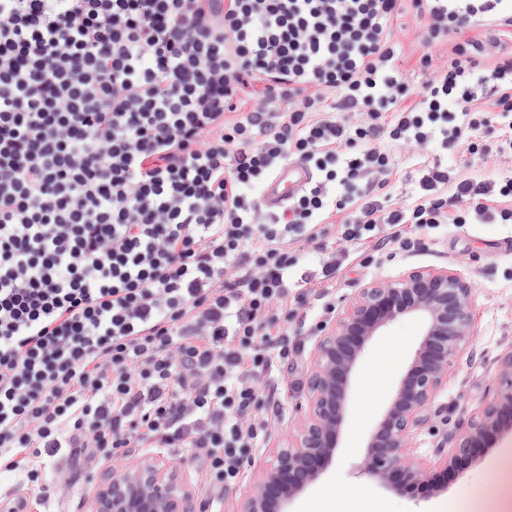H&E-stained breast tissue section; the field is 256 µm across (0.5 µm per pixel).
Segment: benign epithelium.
Segmentation results:
<instances>
[{
    "label": "benign epithelium",
    "mask_w": 512,
    "mask_h": 512,
    "mask_svg": "<svg viewBox=\"0 0 512 512\" xmlns=\"http://www.w3.org/2000/svg\"><path fill=\"white\" fill-rule=\"evenodd\" d=\"M472 285L454 270H417L370 282L347 310L323 328L313 350L307 409L294 440L273 450V461L241 512H286L289 500L331 461L358 363L376 333L401 316L422 321V339L365 455L364 471L404 493L425 481L427 467L409 452L412 433L429 421L430 405L463 350L472 327ZM512 423V353L503 360L482 413L458 425L456 458H474ZM201 505L162 458L131 460L103 480L92 512H199Z\"/></svg>",
    "instance_id": "7a95c632"
}]
</instances>
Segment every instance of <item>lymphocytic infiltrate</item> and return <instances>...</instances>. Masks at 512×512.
<instances>
[{
    "label": "lymphocytic infiltrate",
    "mask_w": 512,
    "mask_h": 512,
    "mask_svg": "<svg viewBox=\"0 0 512 512\" xmlns=\"http://www.w3.org/2000/svg\"><path fill=\"white\" fill-rule=\"evenodd\" d=\"M500 0H0V474L27 501L60 451L195 448L208 487L263 447V382L288 359L295 246L378 252L406 225L512 222V170L427 169L387 208L383 142L512 150V55L474 33ZM452 40L418 100L389 34ZM496 82L491 109L481 101ZM254 99L244 110V94ZM363 114L361 123L347 120ZM317 178L281 213L252 194L288 159ZM345 214L339 224L326 216Z\"/></svg>",
    "instance_id": "obj_1"
}]
</instances>
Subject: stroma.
<instances>
[{
  "label": "stroma",
  "mask_w": 512,
  "mask_h": 512,
  "mask_svg": "<svg viewBox=\"0 0 512 512\" xmlns=\"http://www.w3.org/2000/svg\"><path fill=\"white\" fill-rule=\"evenodd\" d=\"M426 24V16L409 10L394 20L390 32L401 48L398 64L403 80L416 91L448 65V43L427 44ZM424 53L432 57L427 70L417 65ZM387 149L395 164L390 179L391 202L395 205L410 203L418 195L423 169L428 165L447 170L453 182H490L512 168V156L493 150L473 159L462 149L447 151L435 145L417 151L391 143ZM411 235L418 241L416 248L386 250L371 262L357 257L352 246L339 239L306 248L295 280H320L323 262L330 254L335 255L340 269L328 288L310 297L299 314L288 320L292 350L273 383L285 401L284 410L270 416L265 446L260 452L250 453L245 478L222 493L221 512H238L271 464V449L292 441L303 416L301 407L306 403L314 344L325 325L336 319L367 283L387 281L413 270L442 268L461 273L471 283L473 327L466 354L451 364L430 406L429 423L410 439L411 455L430 463L437 477L436 487L421 486L401 495L361 471L366 445L421 341L420 320L402 317L385 326L367 345L353 380L333 459L321 477L293 501L288 512H306L312 501L325 494L336 499L341 512H368L375 506L381 512H436L438 504L447 502L466 483L485 487L479 504L486 512H512V476L507 473L512 467V430L502 429L491 448L454 469L442 470L436 456L440 449L453 452L459 422L483 410L489 385L499 374L504 357L512 353V223L475 217L467 224L415 229ZM390 348L402 349L404 355L390 367L387 384L376 395L373 407L362 410L364 375L382 365L384 353ZM111 467L108 459L93 467L76 455L62 458L51 470L52 482L59 485L58 512H89L100 479Z\"/></svg>",
  "instance_id": "obj_1"
}]
</instances>
